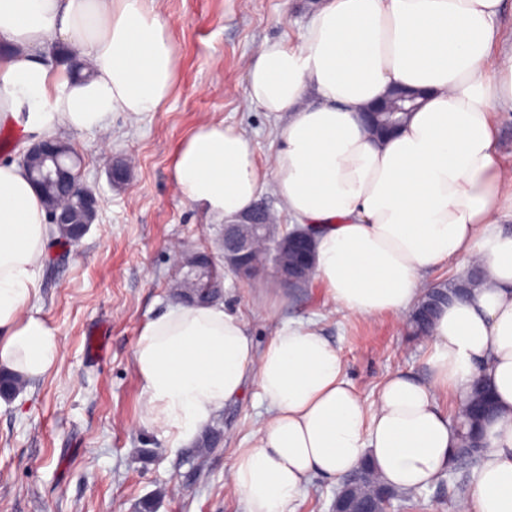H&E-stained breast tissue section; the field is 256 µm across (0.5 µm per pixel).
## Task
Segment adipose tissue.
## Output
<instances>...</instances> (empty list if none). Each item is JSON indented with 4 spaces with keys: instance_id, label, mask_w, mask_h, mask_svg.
I'll use <instances>...</instances> for the list:
<instances>
[{
    "instance_id": "adipose-tissue-1",
    "label": "adipose tissue",
    "mask_w": 512,
    "mask_h": 512,
    "mask_svg": "<svg viewBox=\"0 0 512 512\" xmlns=\"http://www.w3.org/2000/svg\"><path fill=\"white\" fill-rule=\"evenodd\" d=\"M503 0H320L296 44L268 41L245 64L246 99L288 119L274 131L269 172L291 223L312 227L314 276L330 301L360 317L400 315L425 273L479 260L486 283L438 312L429 377L390 374L373 401L347 380L343 355L309 324L256 348L242 316L214 302L180 304L142 328L134 361L141 420L172 448L195 440L255 385L268 415L235 449L230 480L245 512H296L311 476L341 481L371 461L399 489L425 487L451 466L456 432L445 391L491 385L500 416L461 512H512V169L497 160L496 107L512 108V52ZM0 124L54 134L106 126L112 113L156 112L178 59L151 0H0ZM67 45L88 79L53 55ZM426 98L406 127L378 140L360 111L393 86ZM180 194L223 224L252 209L260 171L247 137L220 122L179 147ZM24 167L0 162V367L28 379L60 356V339L31 302L51 234Z\"/></svg>"
}]
</instances>
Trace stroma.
Masks as SVG:
<instances>
[{
	"label": "stroma",
	"mask_w": 512,
	"mask_h": 512,
	"mask_svg": "<svg viewBox=\"0 0 512 512\" xmlns=\"http://www.w3.org/2000/svg\"><path fill=\"white\" fill-rule=\"evenodd\" d=\"M315 2L156 0L178 57L168 102L133 119L115 113L103 130L63 132L81 159V181L102 204L85 237L46 246L36 270L37 306L61 355L16 397L0 399V512H140L147 498L155 512H244L229 470L233 450L247 447L262 419L255 388L216 417L217 447L174 450L140 421L134 349L145 323L176 304L175 251L221 255V225L173 186L181 143L201 123L221 121L242 131L266 165L278 120L247 103L244 62L264 41L297 42ZM118 161L127 178L115 184L109 170ZM221 301L260 346L286 324H315L366 400L392 372L428 375L426 340L409 334L406 317L348 314L317 280L291 288L268 267L249 281L229 273ZM470 492V471L450 470L392 512H457Z\"/></svg>",
	"instance_id": "1"
}]
</instances>
